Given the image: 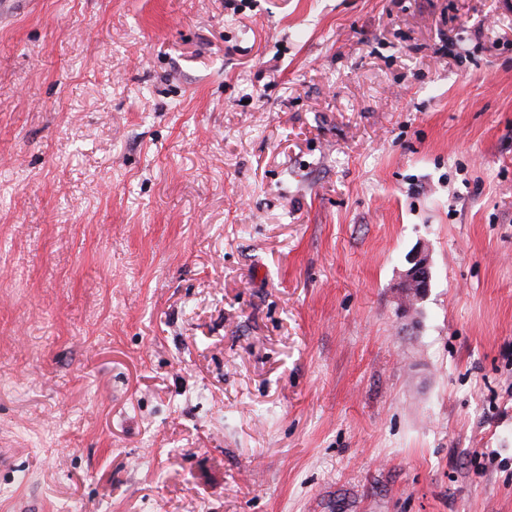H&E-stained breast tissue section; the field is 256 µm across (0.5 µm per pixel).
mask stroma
<instances>
[{"mask_svg": "<svg viewBox=\"0 0 512 512\" xmlns=\"http://www.w3.org/2000/svg\"><path fill=\"white\" fill-rule=\"evenodd\" d=\"M0 512H512V0L0 22ZM432 264L429 252L424 247L415 249L406 259V268L397 283V299L405 309L420 303L431 287ZM401 308L402 312H405Z\"/></svg>", "mask_w": 512, "mask_h": 512, "instance_id": "35a3bbf8", "label": "stroma"}]
</instances>
